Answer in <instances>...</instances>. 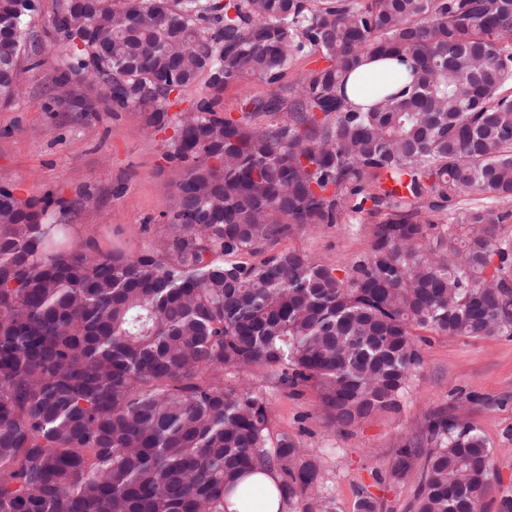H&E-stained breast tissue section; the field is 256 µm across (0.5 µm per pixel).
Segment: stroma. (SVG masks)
Returning a JSON list of instances; mask_svg holds the SVG:
<instances>
[{
	"label": "stroma",
	"mask_w": 512,
	"mask_h": 512,
	"mask_svg": "<svg viewBox=\"0 0 512 512\" xmlns=\"http://www.w3.org/2000/svg\"><path fill=\"white\" fill-rule=\"evenodd\" d=\"M39 3L33 23L40 64L21 62L22 95L0 99V185L24 197L62 201L56 217L71 225L83 247L128 251L164 237L180 173L164 157L173 127H146L144 114L132 109L107 111L102 91L85 84L73 94L92 103V111L56 108L50 94L61 66L50 24L55 0ZM372 231L369 224L357 231L346 222L324 224L283 238L278 247L302 252L343 278L368 250ZM421 355L399 411L380 413L346 434L319 416L313 389L294 396L264 376L252 377L271 408L273 434H288L310 452L320 467L321 491L334 499L337 512H355L364 491L377 500L379 512H409L414 483L388 478L396 450L416 438L414 421L461 410L493 450L484 512H498L500 496L512 493V337L433 334Z\"/></svg>",
	"instance_id": "stroma-1"
}]
</instances>
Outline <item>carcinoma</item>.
Segmentation results:
<instances>
[{
    "label": "carcinoma",
    "instance_id": "cac0c4a2",
    "mask_svg": "<svg viewBox=\"0 0 512 512\" xmlns=\"http://www.w3.org/2000/svg\"><path fill=\"white\" fill-rule=\"evenodd\" d=\"M35 0H0V98L16 99ZM62 89L96 85L112 111L174 123L183 165L169 233L89 251L67 224L0 187V512H227L275 470L290 512H333L299 442L245 381L309 386L345 433L399 405L422 364L414 330L512 336V0H58ZM299 56L322 61L281 84ZM412 62L347 103L361 58ZM275 87L239 119L224 88ZM206 92L174 116L186 90ZM287 117L257 125L263 114ZM488 194L503 207L445 218ZM378 217L350 275L277 249L297 230ZM448 255L430 239L445 223ZM241 379L224 384V376ZM397 451L410 512H482L492 448L457 418L417 425Z\"/></svg>",
    "mask_w": 512,
    "mask_h": 512
}]
</instances>
